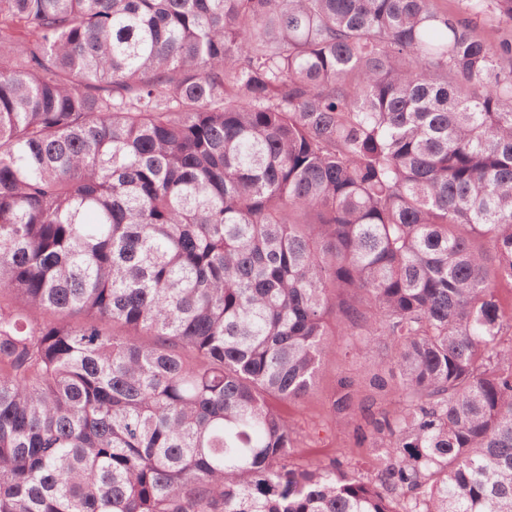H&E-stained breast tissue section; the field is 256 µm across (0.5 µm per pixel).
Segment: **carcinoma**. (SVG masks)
<instances>
[{"label": "carcinoma", "instance_id": "carcinoma-1", "mask_svg": "<svg viewBox=\"0 0 512 512\" xmlns=\"http://www.w3.org/2000/svg\"><path fill=\"white\" fill-rule=\"evenodd\" d=\"M459 2L0 0V512H512V0ZM334 328L369 462L310 465Z\"/></svg>", "mask_w": 512, "mask_h": 512}]
</instances>
